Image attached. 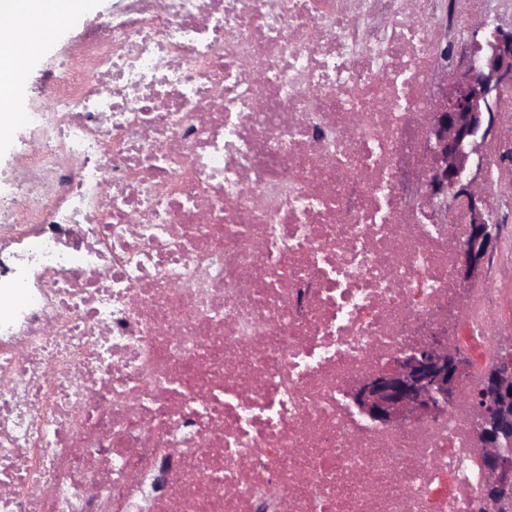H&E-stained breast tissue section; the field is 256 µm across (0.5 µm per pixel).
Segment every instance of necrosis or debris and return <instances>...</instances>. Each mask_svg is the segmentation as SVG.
Here are the masks:
<instances>
[{
  "label": "necrosis or debris",
  "mask_w": 512,
  "mask_h": 512,
  "mask_svg": "<svg viewBox=\"0 0 512 512\" xmlns=\"http://www.w3.org/2000/svg\"><path fill=\"white\" fill-rule=\"evenodd\" d=\"M512 0H123L29 105L0 202V512H479L461 400L348 393L512 316L417 188L455 21ZM489 150L512 183V90Z\"/></svg>",
  "instance_id": "necrosis-or-debris-1"
}]
</instances>
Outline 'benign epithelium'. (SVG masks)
Returning <instances> with one entry per match:
<instances>
[{
    "mask_svg": "<svg viewBox=\"0 0 512 512\" xmlns=\"http://www.w3.org/2000/svg\"><path fill=\"white\" fill-rule=\"evenodd\" d=\"M487 52L465 69H450L443 78L442 103L426 133L432 169L419 187V197L431 208L449 201L466 204L467 235L460 246L458 274L472 283L483 277L494 250L496 225L485 218L483 189L467 178L472 155L483 166L480 141L496 128L497 104L512 89V30L496 28L486 40ZM469 362L436 336L413 347L358 383L350 393L358 412L383 426L419 424L467 397L479 419L477 460L488 487L486 512H512V353L504 354L469 391Z\"/></svg>",
    "mask_w": 512,
    "mask_h": 512,
    "instance_id": "obj_1",
    "label": "benign epithelium"
}]
</instances>
